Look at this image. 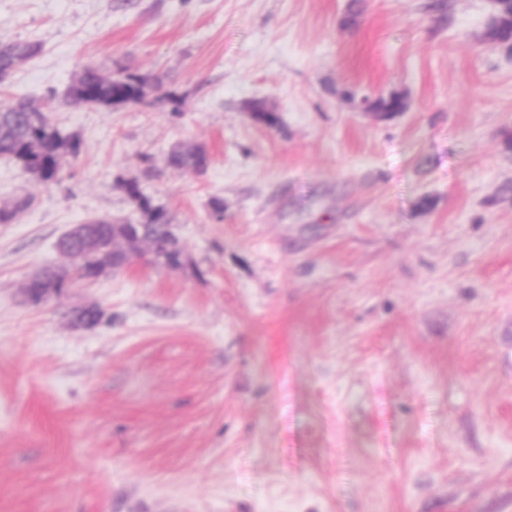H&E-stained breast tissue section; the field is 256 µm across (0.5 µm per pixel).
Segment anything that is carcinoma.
Segmentation results:
<instances>
[{
	"instance_id": "obj_1",
	"label": "carcinoma",
	"mask_w": 512,
	"mask_h": 512,
	"mask_svg": "<svg viewBox=\"0 0 512 512\" xmlns=\"http://www.w3.org/2000/svg\"><path fill=\"white\" fill-rule=\"evenodd\" d=\"M40 51L34 41H15L5 44L0 51V72H9L15 60H28ZM147 79L126 68L112 73V81L102 79L97 69L86 67L68 90L71 104L75 106H105L118 108L139 103L145 94ZM48 106L37 104L24 96L14 97L0 106V157L19 161L25 170L43 183L59 181L66 158L79 152L80 143L70 135L55 128L47 115ZM167 164L178 169H192L197 173L206 170L207 151L198 145L185 146L169 152ZM130 204L139 212L149 233L161 240L166 234L165 225L171 223L169 212L153 204L141 190L136 179L121 182ZM33 198L24 195L0 207V223L12 221L22 210L31 206ZM133 220L97 218L91 222V231L101 240L111 238L112 225L131 224Z\"/></svg>"
}]
</instances>
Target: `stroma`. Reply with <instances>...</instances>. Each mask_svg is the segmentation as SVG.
I'll return each instance as SVG.
<instances>
[{
	"instance_id": "35a3bbf8",
	"label": "stroma",
	"mask_w": 512,
	"mask_h": 512,
	"mask_svg": "<svg viewBox=\"0 0 512 512\" xmlns=\"http://www.w3.org/2000/svg\"><path fill=\"white\" fill-rule=\"evenodd\" d=\"M494 12L0 0V43L41 45L0 100L50 102L80 142L50 186L0 158V205L33 198L0 224V512H512V48L487 38ZM87 66L163 85L77 107ZM392 96L402 111L364 107ZM181 143L205 173L167 167ZM133 178L182 266L145 256L31 301L34 274L67 269L71 225L132 214Z\"/></svg>"
}]
</instances>
